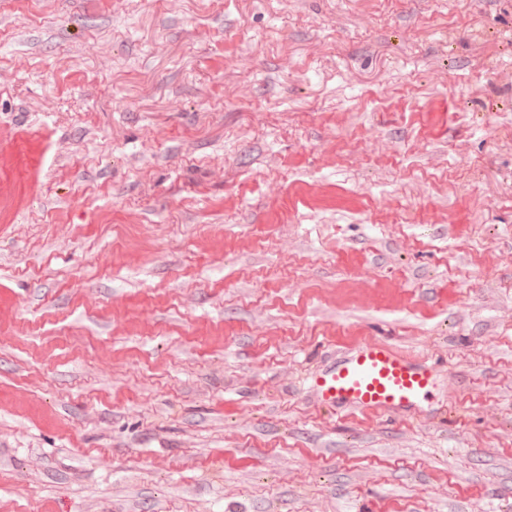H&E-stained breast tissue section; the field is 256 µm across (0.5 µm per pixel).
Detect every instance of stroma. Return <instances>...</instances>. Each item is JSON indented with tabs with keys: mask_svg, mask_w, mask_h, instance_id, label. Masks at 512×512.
<instances>
[{
	"mask_svg": "<svg viewBox=\"0 0 512 512\" xmlns=\"http://www.w3.org/2000/svg\"><path fill=\"white\" fill-rule=\"evenodd\" d=\"M0 512H512V0H0ZM434 379L431 366L408 361L386 346L364 344L323 367L311 382L321 407H352L369 415L379 410L419 411Z\"/></svg>",
	"mask_w": 512,
	"mask_h": 512,
	"instance_id": "1",
	"label": "stroma"
}]
</instances>
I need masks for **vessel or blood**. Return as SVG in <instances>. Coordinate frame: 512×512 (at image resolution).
Returning <instances> with one entry per match:
<instances>
[{
    "label": "vessel or blood",
    "mask_w": 512,
    "mask_h": 512,
    "mask_svg": "<svg viewBox=\"0 0 512 512\" xmlns=\"http://www.w3.org/2000/svg\"><path fill=\"white\" fill-rule=\"evenodd\" d=\"M431 366L408 361L386 346L364 344L312 376L321 407H352L369 415L380 410L413 413L434 386Z\"/></svg>",
    "instance_id": "vessel-or-blood-1"
}]
</instances>
